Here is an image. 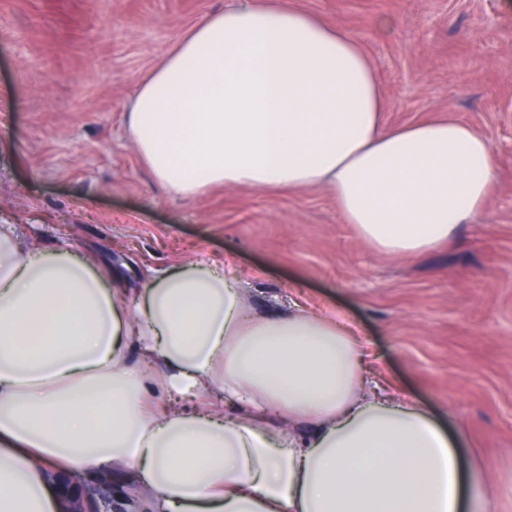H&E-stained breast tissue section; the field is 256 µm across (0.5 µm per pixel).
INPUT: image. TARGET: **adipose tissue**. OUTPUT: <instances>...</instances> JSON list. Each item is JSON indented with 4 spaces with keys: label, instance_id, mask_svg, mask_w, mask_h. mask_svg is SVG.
<instances>
[{
    "label": "adipose tissue",
    "instance_id": "adipose-tissue-1",
    "mask_svg": "<svg viewBox=\"0 0 512 512\" xmlns=\"http://www.w3.org/2000/svg\"><path fill=\"white\" fill-rule=\"evenodd\" d=\"M386 105L353 33L238 0L175 41L127 122L168 194L321 188L363 240L418 256L485 209L493 151L453 119L388 125ZM118 471L131 512L471 510L463 433L373 391L340 320L253 312L200 260L136 298L1 224L0 512H62L61 477Z\"/></svg>",
    "mask_w": 512,
    "mask_h": 512
}]
</instances>
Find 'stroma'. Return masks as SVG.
<instances>
[{"label":"stroma","mask_w":512,"mask_h":512,"mask_svg":"<svg viewBox=\"0 0 512 512\" xmlns=\"http://www.w3.org/2000/svg\"><path fill=\"white\" fill-rule=\"evenodd\" d=\"M233 2L0 0V224L69 242L133 295L205 260L257 310L342 316L370 379L462 427L479 493L512 512V0H297L363 44L387 124L448 117L491 144L485 214L417 257L363 241L319 188L164 192L129 137L130 99L180 32Z\"/></svg>","instance_id":"obj_1"}]
</instances>
